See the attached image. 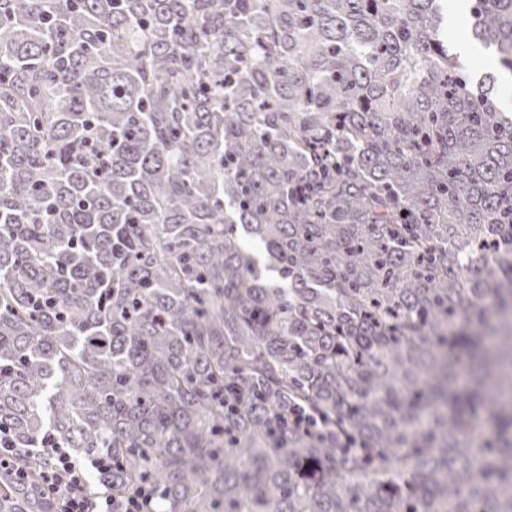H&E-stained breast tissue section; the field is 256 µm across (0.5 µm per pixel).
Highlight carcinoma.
Here are the masks:
<instances>
[{
  "mask_svg": "<svg viewBox=\"0 0 512 512\" xmlns=\"http://www.w3.org/2000/svg\"><path fill=\"white\" fill-rule=\"evenodd\" d=\"M495 80L448 0H0V512L45 436L147 512H512ZM12 441L9 437L8 431L0 430V473L4 470L11 476L14 483H22L26 478V474L20 468L12 469L11 462L15 455V448H12Z\"/></svg>",
  "mask_w": 512,
  "mask_h": 512,
  "instance_id": "carcinoma-1",
  "label": "carcinoma"
}]
</instances>
